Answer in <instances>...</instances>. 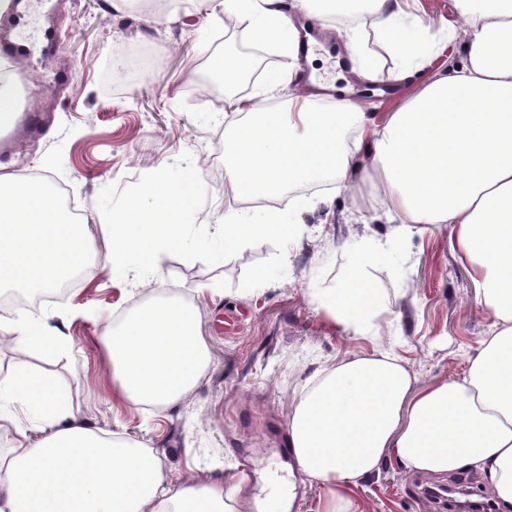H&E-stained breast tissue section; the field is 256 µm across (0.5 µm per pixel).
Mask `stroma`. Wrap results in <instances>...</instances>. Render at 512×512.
<instances>
[{
	"label": "stroma",
	"mask_w": 512,
	"mask_h": 512,
	"mask_svg": "<svg viewBox=\"0 0 512 512\" xmlns=\"http://www.w3.org/2000/svg\"><path fill=\"white\" fill-rule=\"evenodd\" d=\"M396 7L420 18L430 41L449 48L442 66L388 82L396 59L366 31L361 53L374 59L377 79L339 69L321 50L311 64L321 82L347 88L377 118L437 70L461 61L451 46L453 0H397ZM224 17L213 0H170L159 13L132 5L117 11L112 0H31L25 31L30 54L23 61L0 54V77L14 82L19 112L37 106L51 118L41 136L21 140L4 162L10 171L39 177L81 211L97 253L76 288L34 310L67 338L68 350L30 353L29 364L70 391L79 419L152 449L171 483L223 482L225 491L238 494L241 512H257L255 498L279 488L288 474V423L320 373L353 356L388 350L402 359L414 388L451 380L465 371L494 318L476 303L481 287L448 224L411 225L401 248L374 263L372 285L387 307L379 335L354 337L316 310L313 294L346 281L358 247L387 242L398 230L387 221L392 199L366 143L350 189H338L330 179L312 190L319 204L299 212L301 234L285 253L281 280L251 291L239 287L249 265L274 255L268 243L246 247L214 267L161 256L149 290L117 277L97 207L108 184L138 182L188 151L208 191L197 222L214 225L243 208L211 165L224 149L225 125L238 114L231 100L200 81L213 57L236 46L246 55L255 46ZM199 282L213 283V291L194 293ZM166 297L191 299L196 310L208 358L198 385L173 408L113 398L98 340L103 326ZM434 483L383 461L360 482L359 512H445L425 493Z\"/></svg>",
	"instance_id": "35a3bbf8"
}]
</instances>
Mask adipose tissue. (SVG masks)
<instances>
[{
    "label": "adipose tissue",
    "instance_id": "1",
    "mask_svg": "<svg viewBox=\"0 0 512 512\" xmlns=\"http://www.w3.org/2000/svg\"><path fill=\"white\" fill-rule=\"evenodd\" d=\"M283 0H224L259 43L297 57L298 31ZM380 37L399 61V83L433 52L421 19L370 0ZM463 29L459 68L433 79L374 127L359 103L319 105L291 93L282 110L236 99L239 121L224 129V179L244 199H278L330 174L346 187L354 150L347 131L370 140L395 202L413 224H451L459 252L482 286L478 304L494 317L459 378L419 390L401 359L357 355L305 394L288 424L297 471L326 489L322 512H357L359 480L383 459L444 476L479 471L512 507V0H455ZM381 246H363L344 286L317 308L358 338L376 335L383 310L369 269ZM96 250L52 194L19 174L0 173V288L45 291L82 271ZM0 337L54 355L67 342L44 319L0 317ZM99 340L112 395L172 408L198 384L207 362L196 314L167 298L143 307ZM27 400L45 435L0 453V512H240L223 483L170 484L152 449L79 422L69 394L27 364L0 379V421Z\"/></svg>",
    "mask_w": 512,
    "mask_h": 512
}]
</instances>
